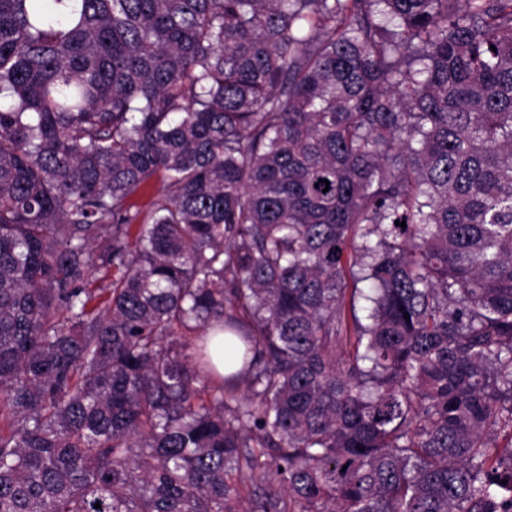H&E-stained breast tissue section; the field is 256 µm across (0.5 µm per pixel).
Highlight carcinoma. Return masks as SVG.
I'll use <instances>...</instances> for the list:
<instances>
[{"instance_id":"cac0c4a2","label":"carcinoma","mask_w":512,"mask_h":512,"mask_svg":"<svg viewBox=\"0 0 512 512\" xmlns=\"http://www.w3.org/2000/svg\"><path fill=\"white\" fill-rule=\"evenodd\" d=\"M4 92L0 512H512V0H0Z\"/></svg>"}]
</instances>
